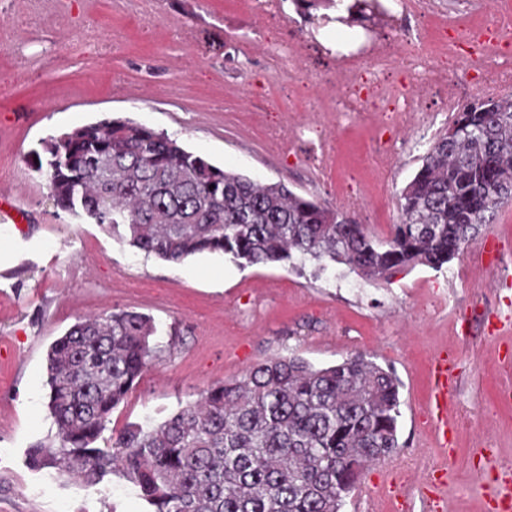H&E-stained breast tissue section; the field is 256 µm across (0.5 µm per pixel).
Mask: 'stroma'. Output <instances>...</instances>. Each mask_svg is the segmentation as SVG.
I'll return each instance as SVG.
<instances>
[{"label": "stroma", "mask_w": 512, "mask_h": 512, "mask_svg": "<svg viewBox=\"0 0 512 512\" xmlns=\"http://www.w3.org/2000/svg\"><path fill=\"white\" fill-rule=\"evenodd\" d=\"M165 21L154 31L123 17L113 0H65V26L33 22L13 0L0 13V189L17 198L25 224L0 222V512H149L138 490L118 475L89 487L55 470L25 463L28 448L52 438L46 353L79 318L128 309L151 316L173 336L115 409L103 433L148 425L215 385L238 379L266 359L299 356L328 367L360 352L391 367L401 382L398 455L366 469L341 512L374 497L375 512H395L393 489L414 501L438 469L449 512H489L512 485V203L483 225L458 259L375 283L341 265L316 271L278 263L241 266L201 253L171 264L145 256L99 225L78 221L54 204L36 157L50 137L106 118L147 125L225 170L336 207V185L302 158L283 153L266 128L250 123L249 96L225 84V35L240 20L226 0H162ZM335 9H296L285 0L272 25L295 40L312 32L347 45L353 28ZM193 25L187 43L180 23ZM95 24L98 46L85 45ZM432 134L413 138L387 182L374 177L366 154L370 133L358 125L337 135L341 177L364 193L354 211L378 238L399 223L397 193L421 165ZM458 357V410L447 448H438L430 414L431 366Z\"/></svg>", "instance_id": "1"}]
</instances>
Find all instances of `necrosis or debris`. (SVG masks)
Masks as SVG:
<instances>
[{
    "label": "necrosis or debris",
    "mask_w": 512,
    "mask_h": 512,
    "mask_svg": "<svg viewBox=\"0 0 512 512\" xmlns=\"http://www.w3.org/2000/svg\"><path fill=\"white\" fill-rule=\"evenodd\" d=\"M404 2L410 15L393 10L389 0H371L386 32L368 27L356 47L325 48L335 66L328 77L316 79L307 41L285 40L268 24L281 15L284 0H231L248 28L236 43L237 54L247 58L262 49L268 86L287 89L295 108L312 96L322 105L321 111L285 124L271 120L261 92L255 91L252 112L282 151L300 152L323 178H330L337 164L333 129L368 121L376 172L386 178L408 136L437 123L439 110L428 108L427 95L452 113L467 90H512V8L499 2L488 14L443 16L431 10L430 0Z\"/></svg>",
    "instance_id": "necrosis-or-debris-1"
}]
</instances>
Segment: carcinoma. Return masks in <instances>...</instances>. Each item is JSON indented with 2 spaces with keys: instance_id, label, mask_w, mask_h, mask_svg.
Instances as JSON below:
<instances>
[{
  "instance_id": "cac0c4a2",
  "label": "carcinoma",
  "mask_w": 512,
  "mask_h": 512,
  "mask_svg": "<svg viewBox=\"0 0 512 512\" xmlns=\"http://www.w3.org/2000/svg\"><path fill=\"white\" fill-rule=\"evenodd\" d=\"M46 179L63 212L169 263L202 252L246 265L334 264L369 281L440 270L512 202V95L465 103L399 192L380 240L282 183L228 172L146 125L102 120L49 139ZM153 320L84 317L47 351L54 440L29 465L88 486L120 475L151 512H341L363 470L399 452L400 382L364 353L316 368L275 357L165 419L97 442L158 360Z\"/></svg>"
}]
</instances>
